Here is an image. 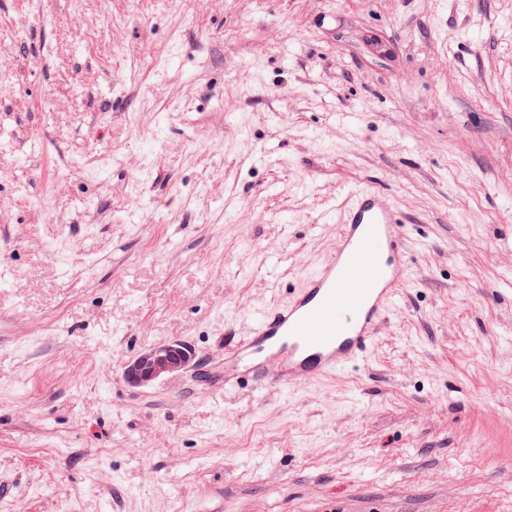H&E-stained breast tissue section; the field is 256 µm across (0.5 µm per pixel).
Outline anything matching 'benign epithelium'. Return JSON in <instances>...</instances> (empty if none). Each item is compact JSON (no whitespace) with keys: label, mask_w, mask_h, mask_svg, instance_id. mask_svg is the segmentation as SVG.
I'll return each mask as SVG.
<instances>
[{"label":"benign epithelium","mask_w":512,"mask_h":512,"mask_svg":"<svg viewBox=\"0 0 512 512\" xmlns=\"http://www.w3.org/2000/svg\"><path fill=\"white\" fill-rule=\"evenodd\" d=\"M195 353L181 341L155 344L139 351L129 359L122 376L132 388L149 387L160 380L194 365Z\"/></svg>","instance_id":"benign-epithelium-1"}]
</instances>
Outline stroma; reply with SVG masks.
I'll list each match as a JSON object with an SVG mask.
<instances>
[{"label": "stroma", "instance_id": "1", "mask_svg": "<svg viewBox=\"0 0 512 512\" xmlns=\"http://www.w3.org/2000/svg\"><path fill=\"white\" fill-rule=\"evenodd\" d=\"M356 186L365 363L211 386ZM511 234L512 0H0V512H512ZM195 353L181 341L155 344L129 359L122 376L132 388L149 387L160 380L188 370L195 364Z\"/></svg>", "mask_w": 512, "mask_h": 512}]
</instances>
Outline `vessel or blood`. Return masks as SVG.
Returning <instances> with one entry per match:
<instances>
[{
    "label": "vessel or blood",
    "mask_w": 512,
    "mask_h": 512,
    "mask_svg": "<svg viewBox=\"0 0 512 512\" xmlns=\"http://www.w3.org/2000/svg\"><path fill=\"white\" fill-rule=\"evenodd\" d=\"M409 273L397 210L382 192L358 189L330 260L262 313L225 384L284 391L364 361Z\"/></svg>",
    "instance_id": "1"
}]
</instances>
